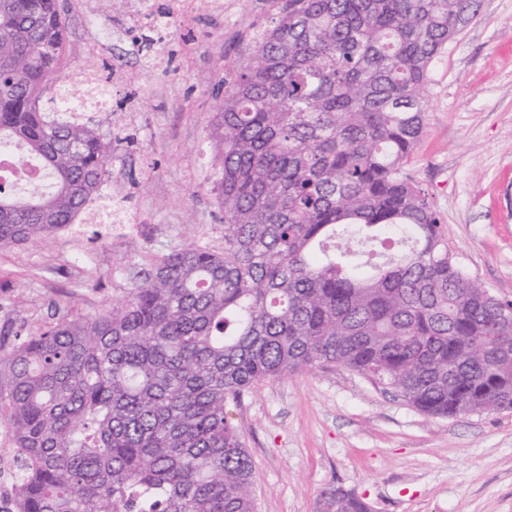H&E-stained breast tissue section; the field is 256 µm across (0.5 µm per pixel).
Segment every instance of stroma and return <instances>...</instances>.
<instances>
[{"mask_svg":"<svg viewBox=\"0 0 512 512\" xmlns=\"http://www.w3.org/2000/svg\"><path fill=\"white\" fill-rule=\"evenodd\" d=\"M72 69L109 76L103 204L125 227L83 225L0 248V344L122 297L131 265L184 239L224 246L215 203L214 91L270 26L276 0H58ZM422 137L407 167L458 263L512 300V0L478 16L433 62ZM228 414L254 462L258 512H320L336 487L372 512H512V410L430 417L356 372L268 379Z\"/></svg>","mask_w":512,"mask_h":512,"instance_id":"1","label":"stroma"}]
</instances>
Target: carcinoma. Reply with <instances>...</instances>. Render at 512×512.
<instances>
[{
	"label": "carcinoma",
	"mask_w": 512,
	"mask_h": 512,
	"mask_svg": "<svg viewBox=\"0 0 512 512\" xmlns=\"http://www.w3.org/2000/svg\"><path fill=\"white\" fill-rule=\"evenodd\" d=\"M480 0H278L224 75L213 124L224 249L193 240L91 318L0 347L17 512H257L227 406L336 365L431 417L512 409V301L452 257L406 172L430 67ZM57 0H0V148L49 178L0 182V246L69 229L112 133L65 78ZM324 512H371L338 488Z\"/></svg>",
	"instance_id": "carcinoma-1"
}]
</instances>
